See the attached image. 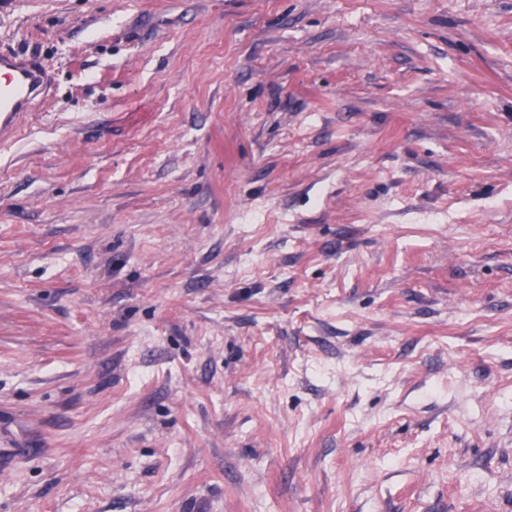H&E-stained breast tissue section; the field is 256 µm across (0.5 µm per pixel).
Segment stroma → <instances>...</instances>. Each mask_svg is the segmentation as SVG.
<instances>
[{
  "label": "stroma",
  "mask_w": 512,
  "mask_h": 512,
  "mask_svg": "<svg viewBox=\"0 0 512 512\" xmlns=\"http://www.w3.org/2000/svg\"><path fill=\"white\" fill-rule=\"evenodd\" d=\"M0 512H512V0H0ZM53 83L38 60L0 52V134L9 132L48 97Z\"/></svg>",
  "instance_id": "stroma-1"
}]
</instances>
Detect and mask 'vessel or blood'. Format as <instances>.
<instances>
[{
    "label": "vessel or blood",
    "instance_id": "1",
    "mask_svg": "<svg viewBox=\"0 0 512 512\" xmlns=\"http://www.w3.org/2000/svg\"><path fill=\"white\" fill-rule=\"evenodd\" d=\"M52 77L38 60L0 52V134L36 110L52 89Z\"/></svg>",
    "mask_w": 512,
    "mask_h": 512
}]
</instances>
